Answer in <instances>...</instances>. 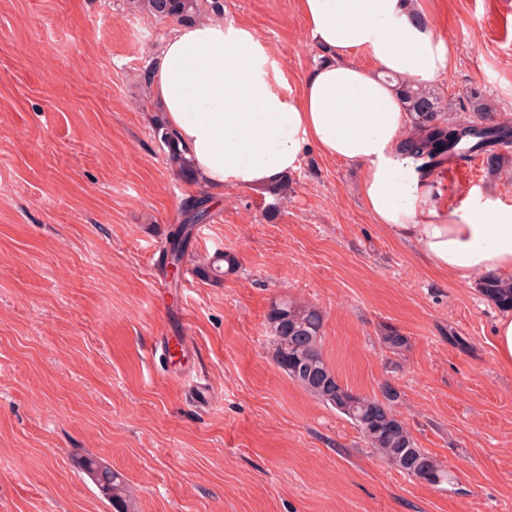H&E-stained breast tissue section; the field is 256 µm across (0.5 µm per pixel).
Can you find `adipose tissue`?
<instances>
[{
	"label": "adipose tissue",
	"instance_id": "adipose-tissue-1",
	"mask_svg": "<svg viewBox=\"0 0 512 512\" xmlns=\"http://www.w3.org/2000/svg\"><path fill=\"white\" fill-rule=\"evenodd\" d=\"M310 39L328 57L299 96L275 89L272 53L247 27L202 20L175 29L155 67L153 95L198 178L221 192L279 184L304 153L363 167L375 223L413 243L459 281L512 277V206L470 191L440 209L432 183L401 150L410 121L393 77L425 84L448 74L450 47L415 18L414 0H298ZM368 56L373 68L359 59Z\"/></svg>",
	"mask_w": 512,
	"mask_h": 512
}]
</instances>
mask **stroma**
I'll use <instances>...</instances> for the list:
<instances>
[{"label": "stroma", "instance_id": "stroma-1", "mask_svg": "<svg viewBox=\"0 0 512 512\" xmlns=\"http://www.w3.org/2000/svg\"><path fill=\"white\" fill-rule=\"evenodd\" d=\"M221 2L219 21L250 28L297 96L323 56L297 0ZM415 6L453 48L430 84L446 112L468 119L482 100L512 124V0ZM176 27L127 0H0V512H113L80 466L89 454L123 475L135 512H512L501 310L375 224L355 164L307 151L273 211L266 188L182 180L141 78ZM432 183L446 211L472 189L512 205V166L479 156ZM204 194L211 216L172 277L166 241ZM218 252L239 270L200 277ZM285 297L322 312L344 385L398 388L453 490L390 467L279 370L267 317ZM182 320L192 361L177 368L159 338ZM389 327L408 336L403 355L381 344Z\"/></svg>", "mask_w": 512, "mask_h": 512}]
</instances>
